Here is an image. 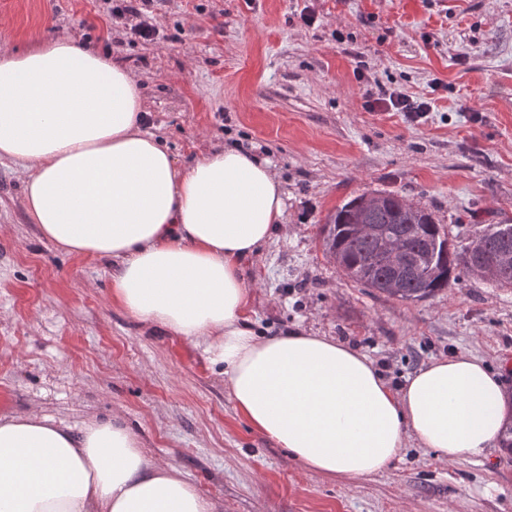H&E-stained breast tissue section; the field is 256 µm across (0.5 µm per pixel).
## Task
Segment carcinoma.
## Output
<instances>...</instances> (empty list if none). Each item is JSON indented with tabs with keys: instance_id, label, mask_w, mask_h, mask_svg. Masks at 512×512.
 Returning a JSON list of instances; mask_svg holds the SVG:
<instances>
[{
	"instance_id": "1",
	"label": "carcinoma",
	"mask_w": 512,
	"mask_h": 512,
	"mask_svg": "<svg viewBox=\"0 0 512 512\" xmlns=\"http://www.w3.org/2000/svg\"><path fill=\"white\" fill-rule=\"evenodd\" d=\"M376 195V201L361 194L336 208L321 234L327 253L341 259L344 275L380 294L402 301L427 298L459 272H473L475 262L495 267L501 252L512 253V224H489L458 250L425 208L391 193ZM390 240L406 247L397 265L384 258Z\"/></svg>"
}]
</instances>
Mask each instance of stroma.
I'll return each mask as SVG.
<instances>
[{
  "label": "stroma",
  "mask_w": 512,
  "mask_h": 512,
  "mask_svg": "<svg viewBox=\"0 0 512 512\" xmlns=\"http://www.w3.org/2000/svg\"><path fill=\"white\" fill-rule=\"evenodd\" d=\"M144 12L152 43L107 0H0V52L65 36L103 49L139 77L147 129L179 168L234 146L270 162L286 228L245 265L257 335L336 337L395 389L472 353L512 397V288L463 274L402 302L347 279L319 234L375 191L427 208L459 247L512 224V0H150ZM370 89L431 110L414 121L370 108ZM24 180L0 159V411L120 414L214 512H512V454L499 448L446 461L411 445L351 484L305 469L248 424L200 349L113 303L111 262L40 236Z\"/></svg>",
  "instance_id": "obj_1"
}]
</instances>
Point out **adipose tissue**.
I'll list each match as a JSON object with an SVG mask.
<instances>
[{"mask_svg":"<svg viewBox=\"0 0 512 512\" xmlns=\"http://www.w3.org/2000/svg\"><path fill=\"white\" fill-rule=\"evenodd\" d=\"M0 158L25 173L41 237L110 260L114 302L202 349L239 413L304 467L354 481L410 442L447 460L499 445L503 384L475 355L435 360L395 389L334 338L255 336L244 263L282 225L279 178L231 148L178 168L142 125L138 78L109 56L71 38L0 53ZM0 512L213 510L121 416L0 412Z\"/></svg>","mask_w":512,"mask_h":512,"instance_id":"1","label":"adipose tissue"}]
</instances>
